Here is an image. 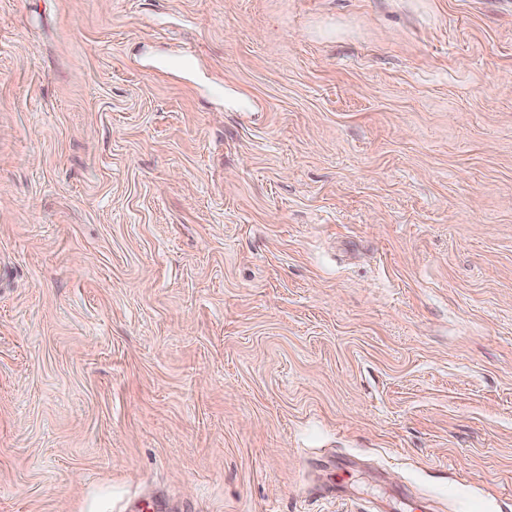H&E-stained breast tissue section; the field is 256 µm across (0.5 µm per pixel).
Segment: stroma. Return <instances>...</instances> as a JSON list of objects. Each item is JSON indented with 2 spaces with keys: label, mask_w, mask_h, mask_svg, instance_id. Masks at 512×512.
Masks as SVG:
<instances>
[{
  "label": "stroma",
  "mask_w": 512,
  "mask_h": 512,
  "mask_svg": "<svg viewBox=\"0 0 512 512\" xmlns=\"http://www.w3.org/2000/svg\"><path fill=\"white\" fill-rule=\"evenodd\" d=\"M512 512V0H0V512Z\"/></svg>",
  "instance_id": "1"
}]
</instances>
